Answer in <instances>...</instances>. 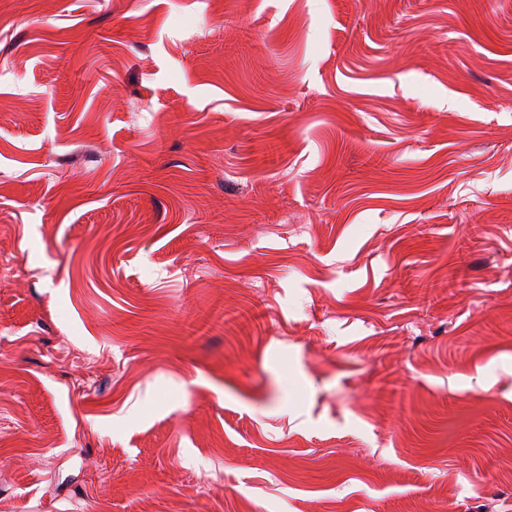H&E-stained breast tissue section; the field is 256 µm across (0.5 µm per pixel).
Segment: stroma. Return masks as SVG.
<instances>
[{
  "instance_id": "1",
  "label": "stroma",
  "mask_w": 512,
  "mask_h": 512,
  "mask_svg": "<svg viewBox=\"0 0 512 512\" xmlns=\"http://www.w3.org/2000/svg\"><path fill=\"white\" fill-rule=\"evenodd\" d=\"M512 512V0H0V512Z\"/></svg>"
}]
</instances>
